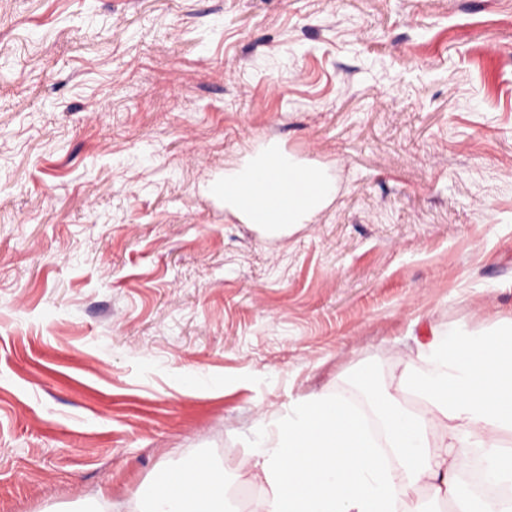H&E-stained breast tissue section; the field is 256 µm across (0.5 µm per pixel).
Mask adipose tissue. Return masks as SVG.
<instances>
[{
    "label": "adipose tissue",
    "mask_w": 512,
    "mask_h": 512,
    "mask_svg": "<svg viewBox=\"0 0 512 512\" xmlns=\"http://www.w3.org/2000/svg\"><path fill=\"white\" fill-rule=\"evenodd\" d=\"M319 168L275 154L224 175V204L246 223L285 233L333 198ZM383 428L376 441L341 396L312 394L259 439L254 480L267 492L255 512H512V497L488 504L467 495L458 476L479 449L494 481L512 483V327L492 338L465 330L434 334L417 359L381 391L361 374ZM146 512H228L224 476L202 459L164 472Z\"/></svg>",
    "instance_id": "ef3b65f1"
}]
</instances>
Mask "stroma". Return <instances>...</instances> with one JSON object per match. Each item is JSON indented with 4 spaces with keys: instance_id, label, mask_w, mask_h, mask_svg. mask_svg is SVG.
<instances>
[{
    "instance_id": "1",
    "label": "stroma",
    "mask_w": 512,
    "mask_h": 512,
    "mask_svg": "<svg viewBox=\"0 0 512 512\" xmlns=\"http://www.w3.org/2000/svg\"><path fill=\"white\" fill-rule=\"evenodd\" d=\"M273 143L281 237L210 191ZM511 323L512 0H0V512H251L258 413ZM322 173L289 154H274L244 170L225 172L224 206L247 224L287 233L310 221L335 195V186ZM168 488L158 490L146 512H228L223 473L202 459L178 472L160 471Z\"/></svg>"
}]
</instances>
